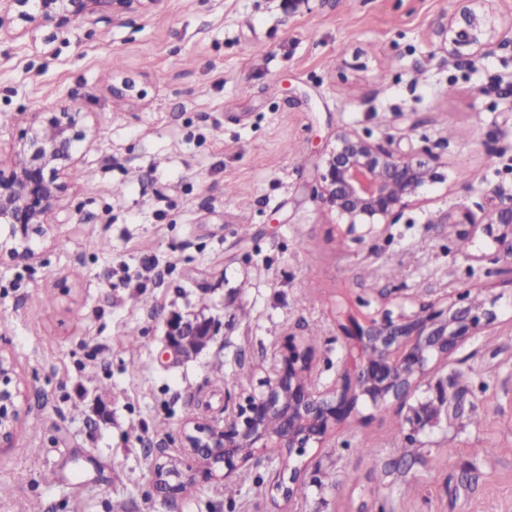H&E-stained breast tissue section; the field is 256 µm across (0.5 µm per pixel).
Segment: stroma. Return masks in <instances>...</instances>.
<instances>
[{"label":"stroma","instance_id":"stroma-1","mask_svg":"<svg viewBox=\"0 0 512 512\" xmlns=\"http://www.w3.org/2000/svg\"><path fill=\"white\" fill-rule=\"evenodd\" d=\"M453 10L161 0L50 55L0 41L1 147L30 112L75 99L97 131L81 164L90 179L62 192L78 220L37 241V261L0 265V349L25 392L0 447V512H512V268L493 246L473 261L445 223L512 197V96L488 88L512 84V50L447 62L436 29ZM126 79L132 95L114 99ZM342 129L436 158L432 190L362 244L318 197ZM464 288L495 300L497 321L431 362L407 404L359 401L303 456L305 497L273 490L260 451L230 477L197 467L177 494L157 490L156 456H181L187 421L223 422L288 337L312 340L328 383L348 316L381 310L384 292ZM177 315L218 326L195 357L167 353ZM459 374L460 415L416 426L413 406Z\"/></svg>","mask_w":512,"mask_h":512}]
</instances>
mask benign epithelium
I'll return each mask as SVG.
<instances>
[{
    "label": "benign epithelium",
    "instance_id": "7a95c632",
    "mask_svg": "<svg viewBox=\"0 0 512 512\" xmlns=\"http://www.w3.org/2000/svg\"><path fill=\"white\" fill-rule=\"evenodd\" d=\"M160 0H0V37L29 40L23 49H48L65 36H78L84 24H109L146 13ZM458 10L438 30L440 49L450 62L486 58L512 47V18L503 20L485 8L487 0H457ZM86 113L74 104L45 106L31 113L20 136L10 143V161L0 162V263L28 264L37 259L30 246L52 224H69L75 214L58 206L65 180L81 161L95 135ZM320 200L346 225L345 233L362 242L401 216L409 200L432 186L434 175L412 153L385 148L356 131L343 129L323 161ZM447 223L481 227L501 245L512 238V199L479 224L464 212H448ZM393 314L383 309L366 325L343 327L349 344L348 363L329 387L312 377L313 350L293 337L271 375L259 379L258 390L224 417V424L189 421L181 430L182 459L155 463L157 487L168 493L182 489V466L194 461L208 473L224 468L231 474L258 450L272 448L276 491L301 480L296 463L306 449L320 443L356 409L360 399L379 406L404 404L422 381L433 359H446L470 336L496 319L486 300L465 289L446 298V305L419 302L417 310ZM215 333L207 320L174 317L167 346L188 358L197 340ZM24 391L13 358L0 350V447L12 445L21 421ZM276 415L281 430L268 433L266 420Z\"/></svg>",
    "mask_w": 512,
    "mask_h": 512
}]
</instances>
